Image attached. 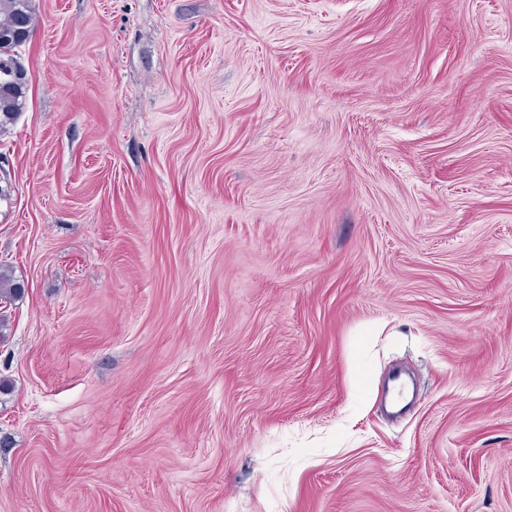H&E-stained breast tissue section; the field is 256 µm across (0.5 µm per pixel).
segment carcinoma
Instances as JSON below:
<instances>
[{
    "mask_svg": "<svg viewBox=\"0 0 512 512\" xmlns=\"http://www.w3.org/2000/svg\"><path fill=\"white\" fill-rule=\"evenodd\" d=\"M33 24L31 0H0V30L14 32L0 40V128L13 122L24 110L29 92L26 67L15 49L29 38ZM24 295V286L0 272V303L10 304Z\"/></svg>",
    "mask_w": 512,
    "mask_h": 512,
    "instance_id": "obj_1",
    "label": "carcinoma"
}]
</instances>
